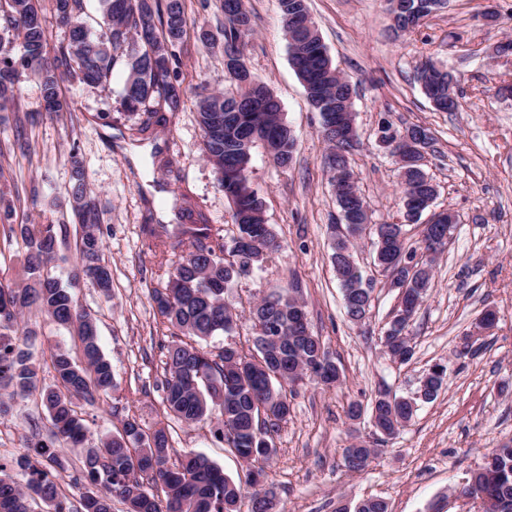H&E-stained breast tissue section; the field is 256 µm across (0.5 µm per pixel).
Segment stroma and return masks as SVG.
Returning a JSON list of instances; mask_svg holds the SVG:
<instances>
[{"label": "stroma", "mask_w": 512, "mask_h": 512, "mask_svg": "<svg viewBox=\"0 0 512 512\" xmlns=\"http://www.w3.org/2000/svg\"><path fill=\"white\" fill-rule=\"evenodd\" d=\"M245 2L254 27L247 66L279 100L297 151L287 169L275 166L263 148L252 151L251 183L282 248L226 292L237 314L234 329L211 339L208 348L215 354L251 348L254 300L291 284L299 288L310 328L342 377L337 386H294L263 484L276 493V512H335L337 498L353 504L375 496L385 499L389 512H431L436 504L442 512H479L476 505L452 499L450 491L490 449L512 445V97L499 93L512 83V54H488L493 43L512 38V0H447L414 31L399 35L391 30L384 0H308L329 57L355 89L360 140L349 158L371 224L403 220L396 165L376 143L384 118L398 128L430 130L435 145L426 170L438 190L433 208L456 217L427 297L407 327L414 356L405 364L392 363L381 345L397 291L375 286L364 323L346 317L330 260L332 227L341 217L322 165L327 145L319 114L291 66L279 0ZM185 17L186 35L176 48L181 81L223 89L220 0H185ZM203 28L213 46L199 40ZM428 57L456 75L455 111H435L414 82L415 66ZM125 78L120 66L100 85L68 78L60 85L63 112L48 115L32 69L19 71L15 100L0 112V261L21 251L22 240L9 227L32 208L41 223L55 225L60 247L50 268L68 280L77 262L79 227L72 222L67 158L77 152L102 212L103 257L112 273L111 297L83 281L72 290L97 323L116 379L109 398L78 407L89 439L95 444L117 433L133 415L145 431L165 428L176 451L204 455L234 477L243 462L222 441L219 416L187 425L166 412L159 382L170 339L150 293L165 285L167 273L142 232L143 225L158 222L207 224L232 242L237 228L230 202L220 173L204 156L194 98H183L178 112L160 126L146 113L124 110ZM132 139L159 145L155 176L170 184L171 193L158 196L144 179L143 159L128 145ZM489 308L497 314L494 327L475 333ZM28 326L37 333L35 354L77 352L76 336L43 315L29 314ZM435 364L446 369L438 398L418 403L412 420L379 447L363 472L347 471L343 449L374 434L369 415L354 422L346 418L348 403L370 406L383 390L413 397ZM50 436L48 415L37 400H16L0 418V463L16 471L30 442ZM57 453L60 464L52 473L70 507H78L85 491L82 451L64 446Z\"/></svg>", "instance_id": "1"}]
</instances>
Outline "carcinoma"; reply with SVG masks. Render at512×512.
<instances>
[{
    "instance_id": "cac0c4a2",
    "label": "carcinoma",
    "mask_w": 512,
    "mask_h": 512,
    "mask_svg": "<svg viewBox=\"0 0 512 512\" xmlns=\"http://www.w3.org/2000/svg\"><path fill=\"white\" fill-rule=\"evenodd\" d=\"M109 25L107 39L93 38L80 20L81 0H55L60 24L69 28L68 44L58 51L53 61L42 62L45 34L42 24L33 19L39 14L40 0H5L0 4V29L22 38L24 53L15 57L0 45V111L14 99L18 68L31 67L41 87L42 100L51 111L63 108L60 83L76 77L87 84H100L117 64L126 70L123 106L131 111L144 109L156 123L167 119L158 110L173 114L178 111L181 96L196 98V118L202 131L204 154L218 170L239 167L234 181L224 187L232 203V219L237 237L245 236L256 244L235 257L240 272L229 278L224 274L226 245L220 234H211L208 224H156L145 226L148 248L165 254L167 248L182 252L181 259L168 269L164 288H155L151 297L167 328L187 337L166 348L164 374L161 381L163 403L168 413L186 424L202 421L213 409H219L224 429L231 431L229 447L235 449L247 471L262 470L275 452H260L261 439L273 441V433L288 418L290 403L285 389L295 384L293 373L329 385L340 380L339 369L318 352L315 336L305 324L295 326V311L304 304L286 288L276 297L265 300L259 308H250L252 317L264 320L280 332L279 343L272 345L276 354L265 356L259 346L243 352L238 349L213 358L204 350L209 339L231 332L234 315L224 302V291L248 274L257 262L270 258L281 248L264 217V203L252 187L249 167L251 151L260 143L275 164L293 161L297 143L285 133L281 105L271 91H266L260 110L251 106L252 91L229 73L224 81L235 86L228 94L200 84L186 87L174 81L178 58L175 47L181 43L186 19L183 0H101ZM224 13V51L248 48L253 29L238 26L239 17L252 20L244 0H221ZM292 67L306 91L310 105L318 113L336 107L346 99L347 84L336 79V67L328 58L321 38L317 37L295 49L288 45ZM416 67L415 80L426 97L440 112L457 107L456 98H448V73L437 69L431 60ZM319 128L329 146L324 166L330 174L336 202L342 209L358 211L366 203L359 185L351 182L353 174L348 150L352 143L343 128ZM72 185L70 202L74 223L80 227L77 241L78 262L71 273L70 284L88 280L104 295H110L112 274L102 263L103 245L99 235L100 213L93 192L88 188L83 164L76 154L70 155ZM401 203L413 198L428 208L435 193L432 179L424 163L398 168ZM24 251L10 279L0 275V416L11 409L17 397L36 395L50 418L52 433L72 447H85L83 475L88 487L82 496V512H112V501L127 505V512H237L243 493L242 481H235L208 458L186 453L179 463L168 469L171 448L166 430L151 433L143 430L134 416L122 422V429L98 445H86L89 429L77 410V401L93 402L109 396L116 387L112 366L102 352L97 327L92 317L77 309L69 288L48 269L58 250V238L52 224H39L29 215L18 225ZM402 224H379L376 228L377 267H382L408 254L413 268L394 265L385 273L399 288L407 289L404 305L398 306L384 336L383 345L393 354L411 357L405 330L427 297L432 275L428 253L441 249L450 232L448 217L430 225L420 245L408 244ZM363 225H346V234L335 239L331 261L344 297L352 298L346 311L350 321L365 319L366 302L374 287L365 285L356 269L350 238L360 234ZM422 257H417V250ZM35 310L56 325L75 332L80 355L56 349L50 352L54 372L51 385L41 383L40 363L31 349L34 332L21 324L25 312ZM378 426L372 444L360 443L348 449V470L357 473L368 464L377 447L387 443L414 415L416 399L380 392L372 401ZM37 455L46 464L38 467L29 455L17 459L24 470L20 484L0 465V512H33L30 504L40 501L46 512H70L50 467L60 465L58 457L46 443L34 444ZM493 465L478 476L483 501L490 507L483 512H496L494 505L506 500L512 506V447L493 448ZM336 512H388L387 503L378 498L362 500L354 505L337 502Z\"/></svg>"
}]
</instances>
